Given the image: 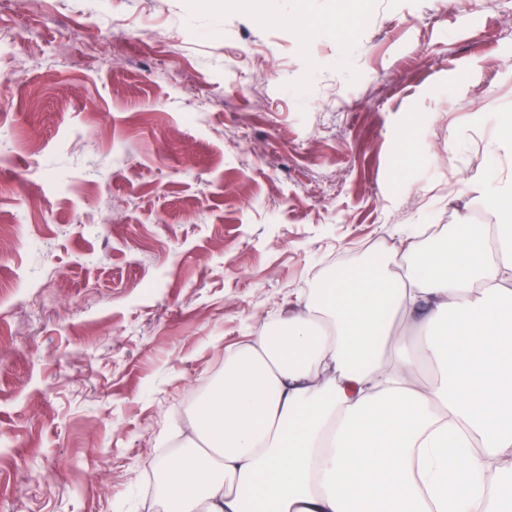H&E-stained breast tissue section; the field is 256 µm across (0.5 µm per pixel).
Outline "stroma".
<instances>
[{
	"label": "stroma",
	"instance_id": "obj_1",
	"mask_svg": "<svg viewBox=\"0 0 512 512\" xmlns=\"http://www.w3.org/2000/svg\"><path fill=\"white\" fill-rule=\"evenodd\" d=\"M512 0L0 12V512H164L153 461L288 299L495 216Z\"/></svg>",
	"mask_w": 512,
	"mask_h": 512
}]
</instances>
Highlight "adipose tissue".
Wrapping results in <instances>:
<instances>
[{
  "instance_id": "1",
  "label": "adipose tissue",
  "mask_w": 512,
  "mask_h": 512,
  "mask_svg": "<svg viewBox=\"0 0 512 512\" xmlns=\"http://www.w3.org/2000/svg\"><path fill=\"white\" fill-rule=\"evenodd\" d=\"M488 203L504 223L377 256L225 354L155 462L167 512H512V182Z\"/></svg>"
}]
</instances>
